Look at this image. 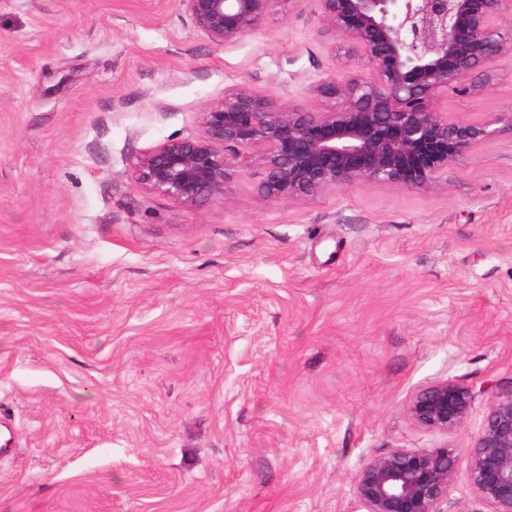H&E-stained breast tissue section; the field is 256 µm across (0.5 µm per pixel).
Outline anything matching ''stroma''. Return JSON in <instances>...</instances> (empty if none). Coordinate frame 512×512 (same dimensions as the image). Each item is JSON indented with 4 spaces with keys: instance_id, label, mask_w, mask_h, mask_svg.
<instances>
[{
    "instance_id": "1",
    "label": "stroma",
    "mask_w": 512,
    "mask_h": 512,
    "mask_svg": "<svg viewBox=\"0 0 512 512\" xmlns=\"http://www.w3.org/2000/svg\"><path fill=\"white\" fill-rule=\"evenodd\" d=\"M316 0L224 46L178 0H0V512H364L354 476L433 448L403 408L512 385V54L437 107L496 134L430 187L288 202L259 154L198 208L137 155L248 84L340 73Z\"/></svg>"
}]
</instances>
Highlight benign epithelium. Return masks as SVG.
Returning <instances> with one entry per match:
<instances>
[{
    "label": "benign epithelium",
    "instance_id": "1",
    "mask_svg": "<svg viewBox=\"0 0 512 512\" xmlns=\"http://www.w3.org/2000/svg\"><path fill=\"white\" fill-rule=\"evenodd\" d=\"M297 0H179L196 31L217 45L257 31L276 3ZM322 25L342 41L341 78L330 75L313 99L282 103L240 84L207 103L200 134L169 139L138 155L133 179L185 207L224 198L240 159L266 163L264 194L277 202L357 181L427 187L475 143L496 133L448 117L438 93L466 95L472 75L512 53V0H317ZM458 378L416 390L404 413L415 427L451 438L477 398ZM487 512H512V386L492 391L467 447L393 448L366 460L354 493L366 512H442L459 474Z\"/></svg>",
    "mask_w": 512,
    "mask_h": 512
}]
</instances>
